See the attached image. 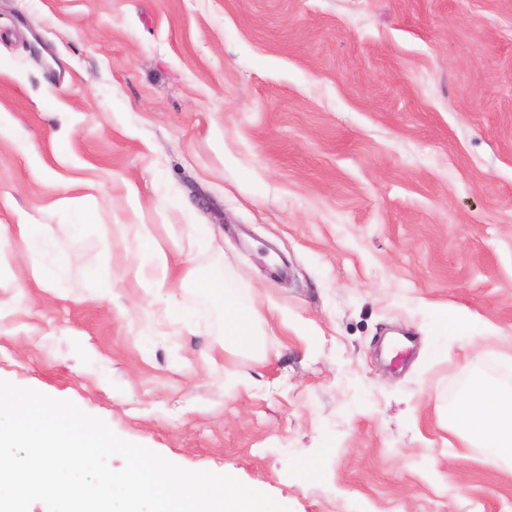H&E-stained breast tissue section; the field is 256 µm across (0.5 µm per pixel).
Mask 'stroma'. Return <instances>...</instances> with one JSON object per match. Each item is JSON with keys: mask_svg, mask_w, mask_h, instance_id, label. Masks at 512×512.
Returning <instances> with one entry per match:
<instances>
[{"mask_svg": "<svg viewBox=\"0 0 512 512\" xmlns=\"http://www.w3.org/2000/svg\"><path fill=\"white\" fill-rule=\"evenodd\" d=\"M0 118V225L64 270L0 306V380L290 512H512L448 428L474 374L512 386V0H0ZM190 268L255 289V346ZM458 308L486 354L438 337ZM136 259L132 271L136 279L142 281L144 288L153 292H160L171 288L170 257L169 254L158 248L149 255ZM138 258V259H137Z\"/></svg>", "mask_w": 512, "mask_h": 512, "instance_id": "1", "label": "stroma"}]
</instances>
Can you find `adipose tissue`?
<instances>
[{"mask_svg":"<svg viewBox=\"0 0 512 512\" xmlns=\"http://www.w3.org/2000/svg\"><path fill=\"white\" fill-rule=\"evenodd\" d=\"M52 248L27 214H19L16 224L0 225V292L30 285L54 287L60 274L43 261ZM132 270L150 291L159 292L171 285L170 257L162 249L136 259ZM199 286L224 307L225 345L249 344L256 314L254 291L227 272L205 277ZM448 424L465 444L482 449L486 465L497 468L512 464L511 389L476 380L471 390L449 406Z\"/></svg>","mask_w":512,"mask_h":512,"instance_id":"adipose-tissue-1","label":"adipose tissue"}]
</instances>
